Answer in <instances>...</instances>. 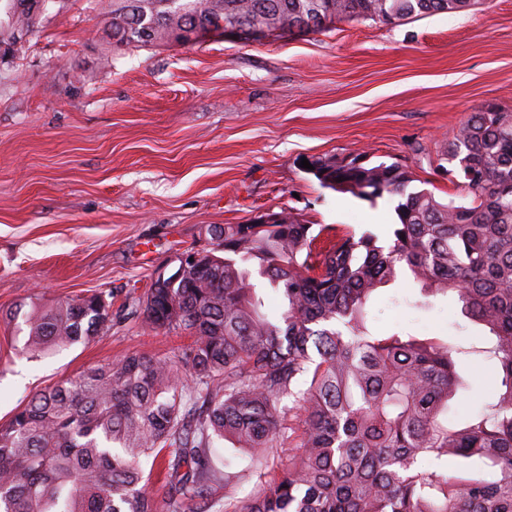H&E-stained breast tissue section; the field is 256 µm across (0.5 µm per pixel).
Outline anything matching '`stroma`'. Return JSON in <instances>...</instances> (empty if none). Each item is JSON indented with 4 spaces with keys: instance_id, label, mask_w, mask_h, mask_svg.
I'll return each instance as SVG.
<instances>
[{
    "instance_id": "35a3bbf8",
    "label": "stroma",
    "mask_w": 512,
    "mask_h": 512,
    "mask_svg": "<svg viewBox=\"0 0 512 512\" xmlns=\"http://www.w3.org/2000/svg\"><path fill=\"white\" fill-rule=\"evenodd\" d=\"M111 0H58L26 52L0 64V314L97 293L112 328L88 344L19 353L0 324V425L35 393L110 360H177L184 333H152L140 305L155 272L202 244L210 224L285 209L307 224L391 239L396 198L322 188L301 160L396 162L448 198L429 165L470 112H512V0L393 25L341 20L257 44L216 39L116 48ZM111 62H104V55ZM407 275L378 290L368 325L450 343L481 362L450 417L494 397L481 327L457 330L443 295L415 308Z\"/></svg>"
}]
</instances>
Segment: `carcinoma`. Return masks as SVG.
<instances>
[{"instance_id":"1","label":"carcinoma","mask_w":512,"mask_h":512,"mask_svg":"<svg viewBox=\"0 0 512 512\" xmlns=\"http://www.w3.org/2000/svg\"><path fill=\"white\" fill-rule=\"evenodd\" d=\"M27 2L6 0L5 56L25 52L15 32L39 28ZM476 3L112 0L109 27L116 48L164 47L215 20L319 33L336 19L393 24ZM315 168L325 188L399 198L392 244L347 230L318 248L321 232L286 210L282 224L208 225V262L141 304L147 329L192 337L180 356L189 373L140 353L33 396L0 425V512H158L143 462L164 448L165 486L199 512H512V112L484 105L448 137L434 166L458 189L446 201L410 188L398 163L327 157ZM402 270L489 330L497 394L463 422L448 421L449 401L470 388L450 346L367 327L369 302ZM254 272L283 300L279 317L263 311ZM17 320L21 351L47 354L109 331L112 303L92 294ZM217 439L251 452L250 464L217 469ZM219 481L231 490L222 502L210 496ZM244 483L252 490L239 498Z\"/></svg>"}]
</instances>
